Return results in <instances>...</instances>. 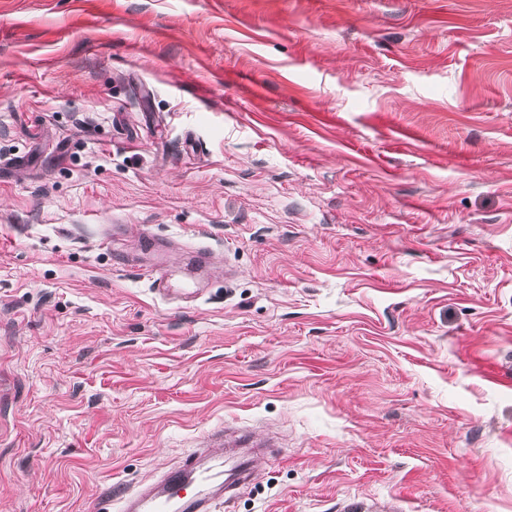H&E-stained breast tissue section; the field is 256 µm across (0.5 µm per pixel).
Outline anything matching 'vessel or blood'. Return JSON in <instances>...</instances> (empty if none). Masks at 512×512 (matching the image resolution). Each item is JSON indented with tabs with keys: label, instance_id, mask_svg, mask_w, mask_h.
I'll return each instance as SVG.
<instances>
[{
	"label": "vessel or blood",
	"instance_id": "1",
	"mask_svg": "<svg viewBox=\"0 0 512 512\" xmlns=\"http://www.w3.org/2000/svg\"><path fill=\"white\" fill-rule=\"evenodd\" d=\"M251 475L249 461L225 475L224 460L203 448L166 470L154 483L123 498L121 512H213L217 501Z\"/></svg>",
	"mask_w": 512,
	"mask_h": 512
}]
</instances>
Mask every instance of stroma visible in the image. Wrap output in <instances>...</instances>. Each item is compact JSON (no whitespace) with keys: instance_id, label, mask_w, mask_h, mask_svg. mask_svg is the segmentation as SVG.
Returning a JSON list of instances; mask_svg holds the SVG:
<instances>
[{"instance_id":"35a3bbf8","label":"stroma","mask_w":512,"mask_h":512,"mask_svg":"<svg viewBox=\"0 0 512 512\" xmlns=\"http://www.w3.org/2000/svg\"><path fill=\"white\" fill-rule=\"evenodd\" d=\"M228 427L217 512H512V0H0V512Z\"/></svg>"}]
</instances>
